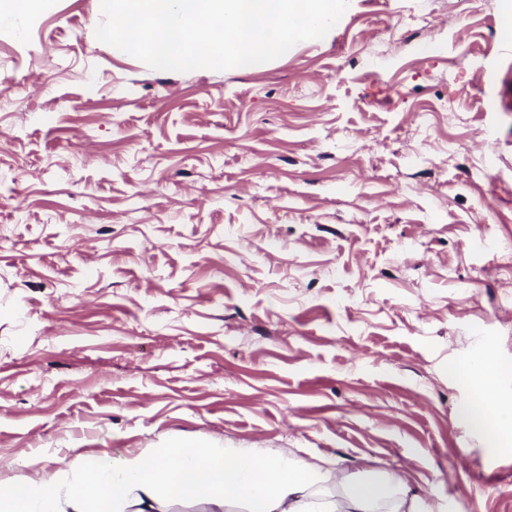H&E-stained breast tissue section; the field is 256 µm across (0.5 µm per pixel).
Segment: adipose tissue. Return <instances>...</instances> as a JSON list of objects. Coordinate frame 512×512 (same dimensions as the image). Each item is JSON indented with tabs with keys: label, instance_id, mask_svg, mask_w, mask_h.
Listing matches in <instances>:
<instances>
[{
	"label": "adipose tissue",
	"instance_id": "1",
	"mask_svg": "<svg viewBox=\"0 0 512 512\" xmlns=\"http://www.w3.org/2000/svg\"><path fill=\"white\" fill-rule=\"evenodd\" d=\"M464 372L475 378L478 394L462 409L463 418L492 439L512 435V412L491 414L498 367L477 356ZM329 466L328 460L295 454L266 457L182 442L154 457L90 461L73 479L61 475L49 482L0 486V512H125L132 504L136 512H163L167 498L201 502L210 512H224L230 502L246 503L248 512H433L400 476L386 471L349 483L341 501L313 493Z\"/></svg>",
	"mask_w": 512,
	"mask_h": 512
}]
</instances>
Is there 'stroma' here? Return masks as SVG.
Listing matches in <instances>:
<instances>
[{
	"mask_svg": "<svg viewBox=\"0 0 512 512\" xmlns=\"http://www.w3.org/2000/svg\"><path fill=\"white\" fill-rule=\"evenodd\" d=\"M506 0H350L250 69H150L98 0L0 21V485L186 440L512 512ZM463 372L475 378L478 394L475 400L461 411L463 418L476 430L482 431L497 441L504 434L512 438V412L493 417L492 407L496 402L499 368L487 357L472 358Z\"/></svg>",
	"mask_w": 512,
	"mask_h": 512,
	"instance_id": "1",
	"label": "stroma"
}]
</instances>
